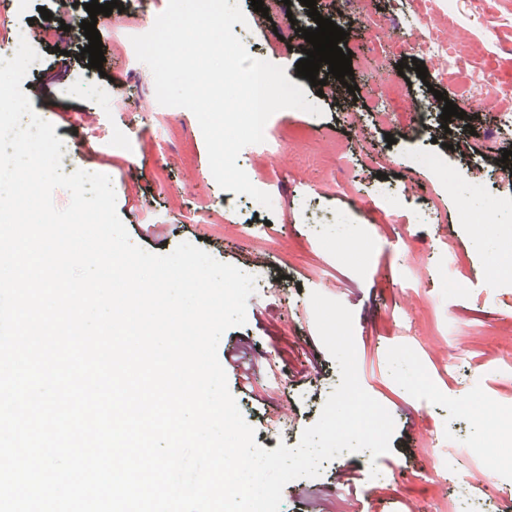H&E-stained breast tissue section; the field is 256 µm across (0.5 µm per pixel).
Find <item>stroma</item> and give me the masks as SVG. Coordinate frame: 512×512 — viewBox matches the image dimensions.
Here are the masks:
<instances>
[{
    "label": "stroma",
    "mask_w": 512,
    "mask_h": 512,
    "mask_svg": "<svg viewBox=\"0 0 512 512\" xmlns=\"http://www.w3.org/2000/svg\"><path fill=\"white\" fill-rule=\"evenodd\" d=\"M123 9L98 16L105 62L86 69L80 53L87 39L80 24L88 19L85 0H31L27 13L0 10V49H10L17 29L38 41L45 28L70 27L65 73L53 63L56 49H42L41 71L23 80L33 109L54 125L69 149L67 172L82 169L108 175L117 213L131 240L147 251L166 254L184 239L198 240L215 259L259 273L262 288L249 297L246 323L229 329L222 344L239 345L258 367L251 394L236 389L239 375L227 380L255 440L272 451L296 446L302 431L318 418L340 382L339 370L321 343L309 294L344 304L354 314L359 380L365 391L395 420L390 453L343 454L323 462L315 478H299L283 489L280 512H310L319 494L322 512H457L460 499L473 500L477 512H512V499L494 493L482 475L492 457H511L512 442L496 428L512 418V276L490 273L504 239L512 235V210L494 224L459 220L463 189L448 187L449 174L485 182L497 197L512 196V181L501 179L500 159L512 145L480 147L481 134L494 118L472 115L461 127L456 148L445 146L439 113H431L421 135L387 133L371 107L378 83L409 80L410 103L454 98L458 75L437 77L428 69L399 67L383 55V35L352 22L348 47H360L364 64L354 65L347 81L330 76L323 89L297 76L304 38L281 41L288 22L307 29L314 22L301 0L264 18L251 0H237L250 24L237 29L249 54L283 67L322 115L284 109L269 119L265 143L246 146L237 164L262 182L271 208L223 190L214 179L205 140L194 114L160 105L153 75L135 54L132 36L147 33L166 0H119ZM48 9L50 19L40 16ZM453 41H471L465 69L492 65L512 71V28L487 48L472 41L463 18L448 30ZM113 79L112 97L72 89L75 74ZM126 133L121 146L110 143L114 129ZM302 130L305 142L288 139ZM426 149L441 156L442 170H411L410 158ZM386 174L396 193L392 209L367 205L378 174ZM338 218L348 239L320 237L313 223ZM288 423L278 426L280 406ZM350 468L356 481L337 485L336 474ZM378 477H371V470ZM459 479L449 482V470Z\"/></svg>",
    "instance_id": "obj_1"
}]
</instances>
